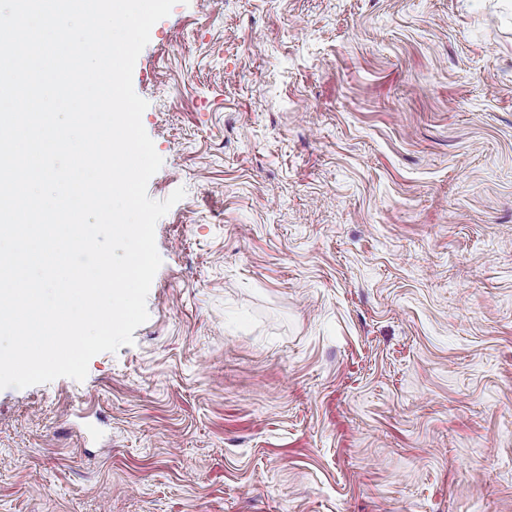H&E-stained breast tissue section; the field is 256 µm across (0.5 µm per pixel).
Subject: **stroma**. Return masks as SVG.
I'll return each mask as SVG.
<instances>
[{
	"label": "stroma",
	"instance_id": "35a3bbf8",
	"mask_svg": "<svg viewBox=\"0 0 512 512\" xmlns=\"http://www.w3.org/2000/svg\"><path fill=\"white\" fill-rule=\"evenodd\" d=\"M133 87L149 318L0 390V512H512V0H178Z\"/></svg>",
	"mask_w": 512,
	"mask_h": 512
}]
</instances>
